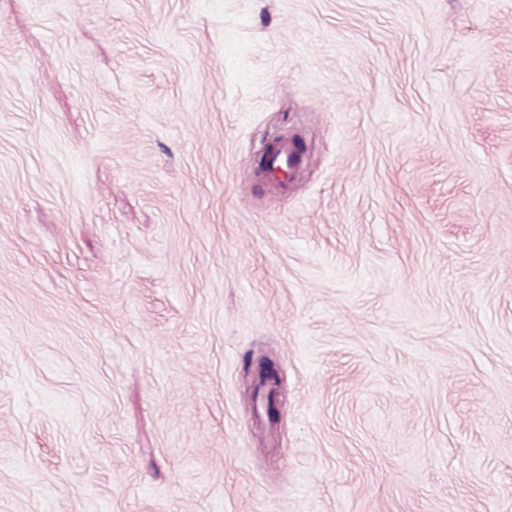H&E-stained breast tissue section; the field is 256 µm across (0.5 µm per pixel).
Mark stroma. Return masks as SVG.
<instances>
[{
	"label": "stroma",
	"instance_id": "stroma-1",
	"mask_svg": "<svg viewBox=\"0 0 512 512\" xmlns=\"http://www.w3.org/2000/svg\"><path fill=\"white\" fill-rule=\"evenodd\" d=\"M0 512H512V0H0ZM278 148L275 149L270 157L272 158L271 167L272 171L269 176H283L288 174V170L292 167L293 162V147L288 139H284L278 143Z\"/></svg>",
	"mask_w": 512,
	"mask_h": 512
}]
</instances>
